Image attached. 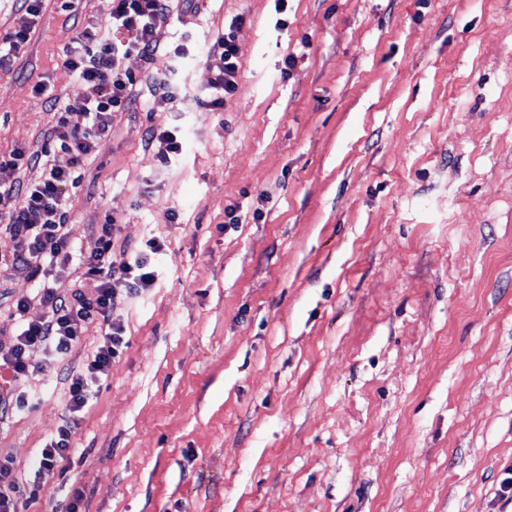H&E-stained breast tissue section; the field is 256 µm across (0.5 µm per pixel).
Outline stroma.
<instances>
[{
    "mask_svg": "<svg viewBox=\"0 0 512 512\" xmlns=\"http://www.w3.org/2000/svg\"><path fill=\"white\" fill-rule=\"evenodd\" d=\"M71 4L47 0L0 71V152L42 150L50 97L83 119L64 55L112 30L106 0ZM230 23L240 74L213 112L205 53ZM155 37L190 51L178 94L151 92L165 60H124L138 108L80 164L68 230L90 255L117 212L113 263L153 237L163 273L117 309L127 345L19 512L77 492L83 512H512V0H201ZM167 118L185 147L164 168L143 131ZM19 298L45 316L0 269V354ZM102 335L31 347L10 382L36 399L0 412L19 482Z\"/></svg>",
    "mask_w": 512,
    "mask_h": 512,
    "instance_id": "stroma-1",
    "label": "stroma"
}]
</instances>
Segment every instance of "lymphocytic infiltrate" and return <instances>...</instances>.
I'll use <instances>...</instances> for the list:
<instances>
[{"label": "lymphocytic infiltrate", "instance_id": "obj_1", "mask_svg": "<svg viewBox=\"0 0 512 512\" xmlns=\"http://www.w3.org/2000/svg\"><path fill=\"white\" fill-rule=\"evenodd\" d=\"M15 2L16 24L0 38L1 70L12 66L20 48L29 41L44 5V0ZM109 2L108 27L128 32V39L108 40L100 37L96 27H85L64 62L85 91L83 123L73 122L66 108L56 107V121L47 135L48 150L31 153L17 147L0 154V171L23 167L40 171L35 181L0 188V218L13 241L10 270L38 280L40 303L46 309L45 317L33 322L25 318L28 300L14 301L20 323L8 352L0 356V369L16 379L27 376L29 347L40 345L62 357L79 343L84 324L97 321L105 327L103 341L85 372L70 378L69 423L57 429L36 463L37 472L47 476L53 475L55 467L73 451L70 422L89 401V378L108 375L113 360L126 345L123 326L113 318L115 309L123 299L154 285L160 275L151 257L160 252L161 245L153 238L133 248L128 262L113 264L118 218L110 214L95 227L99 248L82 259L83 273L77 287L64 292L57 285L62 268L72 260V243L66 231L67 199L70 189L78 184L77 169L93 153L97 140L111 131L113 113L131 111L137 102V77L122 68L121 61L134 54L146 66L155 64L159 46L154 33L169 18L174 0ZM238 75L235 35L228 28L207 51L201 105L220 110L225 95L235 89Z\"/></svg>", "mask_w": 512, "mask_h": 512}]
</instances>
